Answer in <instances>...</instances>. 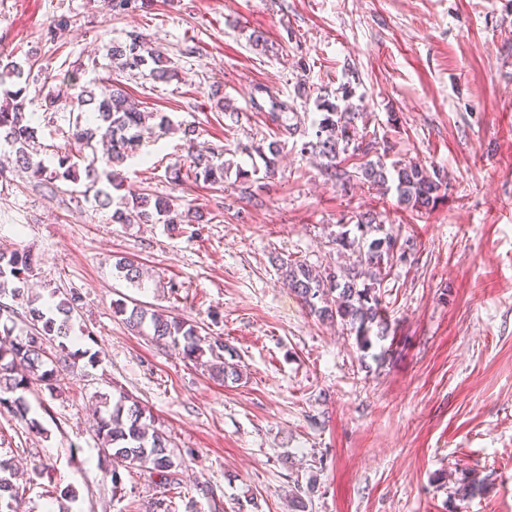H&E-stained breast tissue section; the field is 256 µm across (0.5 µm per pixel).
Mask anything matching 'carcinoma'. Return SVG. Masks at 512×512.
Wrapping results in <instances>:
<instances>
[{"label":"carcinoma","mask_w":512,"mask_h":512,"mask_svg":"<svg viewBox=\"0 0 512 512\" xmlns=\"http://www.w3.org/2000/svg\"><path fill=\"white\" fill-rule=\"evenodd\" d=\"M107 56L113 67L125 71L149 69V75L158 81L173 77L170 59L160 49L151 46L139 34L127 33L122 42L109 46ZM29 75L24 65L0 57V143L10 147V163L0 165V178L20 170L30 180L51 190L59 180L85 182L86 190L94 191L95 206L106 209L112 205V191L122 187L123 178L117 170L124 159L139 146L144 135L153 134L148 125L152 113L140 112L129 102L128 95L118 82L102 81L96 93L81 84L77 71L60 74L57 92L45 96V110H53L67 99L69 90L80 88L77 96L78 112L72 121L68 144L57 150V165L49 169L36 159L35 128L26 112V91ZM322 118L315 132L316 142L311 147L328 159L334 175L346 188L358 179L374 184H396L399 202L415 210L435 206L445 181L439 174H430L422 166L400 163L388 169L381 162L367 161L354 172L341 168L339 155L360 138L356 121L359 113L351 107H341L330 99L319 103ZM107 142L104 165L89 160L85 151L93 148L97 138ZM187 170L196 180L210 183L224 182V164L214 162V153L194 146L189 150ZM203 215L181 212L172 199L148 193L132 194L111 215L115 224H129L134 220L162 224H199ZM356 227L366 236L372 232L380 236L364 240L359 249L360 264L381 268L394 260L405 259L406 247L377 221L376 213L366 211L359 216ZM116 277L133 285H141L146 271L130 258L120 257L113 264ZM283 281L296 292L310 312L322 321L339 322L355 333L356 344L362 351L372 347V338H384L388 329L375 283L360 281V274L352 268L343 274L330 269L317 270L305 263L283 262L279 266ZM38 260L29 250H0V299H16L29 292L28 283L36 276ZM82 297L73 290L47 306L40 296H27L26 328L16 330L14 309L0 304V411H5L26 423L28 428L42 432L40 422L30 416L31 406L26 393L37 386L54 393L59 371L75 366L76 360L87 355L85 351H70L68 342L75 333L76 313ZM113 311L126 316V323L156 341L169 343L184 358L197 360L209 351L215 360L213 372L224 379L240 378L238 364L224 358L226 345L221 337L213 338L208 349H203L196 326L171 316L165 311L151 312L142 308H128L118 299ZM89 356V355H87ZM90 355L89 360H94ZM103 412L94 427L95 436L111 459L112 489L122 486V473L140 469L157 476L156 485L162 489L173 482L174 473L182 466V457L169 447V440L158 431L150 430L145 410L128 394L121 392L117 399L99 396ZM12 461L0 460V512H17L19 486Z\"/></svg>","instance_id":"carcinoma-1"}]
</instances>
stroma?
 Returning a JSON list of instances; mask_svg holds the SVG:
<instances>
[{
  "label": "stroma",
  "mask_w": 512,
  "mask_h": 512,
  "mask_svg": "<svg viewBox=\"0 0 512 512\" xmlns=\"http://www.w3.org/2000/svg\"><path fill=\"white\" fill-rule=\"evenodd\" d=\"M60 16L67 29L49 31ZM257 30L267 50L252 46ZM131 31L176 75H117L140 111L172 122L124 162L121 192L172 198L206 221L115 224L82 184L0 181V247L37 255L34 293L80 292L89 333L71 346L99 354L61 372L55 392L29 393L43 433L0 413L19 512H45L68 484L72 512H147L160 497L139 470L112 489L92 413L96 396L122 391L184 458L174 512H296L295 492L303 512H512V0H146L120 14L102 0H0V56L33 63L27 111L45 162L69 135L68 109L42 107L56 74L108 76L107 46ZM344 84L385 165L412 160L446 177L435 208H405L392 186L342 190L306 150L318 99ZM274 98L290 107L287 125L271 117ZM188 129L228 164L223 183L172 181ZM273 141L274 175L242 181L238 169L264 171L256 148ZM368 210L417 247L383 269L388 330L363 352L309 314L278 265L349 268ZM122 256L147 269L142 287L114 275ZM118 299L222 337L239 381L213 377L210 355L189 361L131 330L113 313ZM37 463L50 476L33 486ZM473 478L483 490L459 495Z\"/></svg>",
  "instance_id": "1"
}]
</instances>
